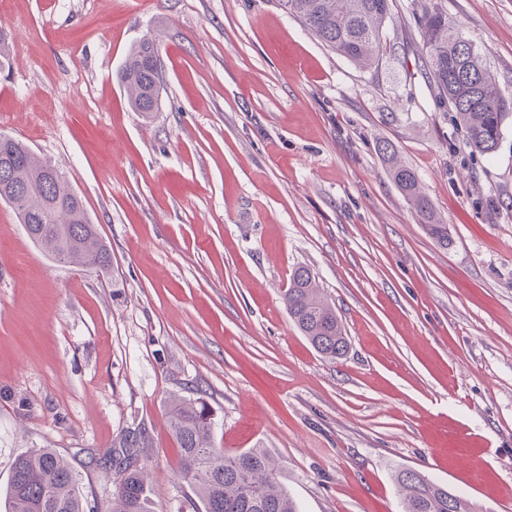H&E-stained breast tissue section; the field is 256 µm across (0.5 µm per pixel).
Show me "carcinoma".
<instances>
[{
    "mask_svg": "<svg viewBox=\"0 0 512 512\" xmlns=\"http://www.w3.org/2000/svg\"><path fill=\"white\" fill-rule=\"evenodd\" d=\"M316 37L346 59L370 68L375 64L391 0H280ZM423 48L441 103L455 111L469 144L478 152L497 149L512 104L499 93L491 70L473 45L453 31L437 8L420 17ZM161 61L156 38L144 36L129 51L120 72L128 101L137 112H154L160 101ZM394 185L420 223L440 243L448 244V225L436 216L414 171L398 161L393 146L380 148ZM49 162L23 142L0 141V200L10 202L28 237L59 263L107 271L112 254L84 201L62 173L47 174ZM288 313L322 355L342 357L348 337L336 311L322 297L315 275L296 268L284 294ZM213 417L202 401L175 402L168 426L181 456V476L198 496L200 512H299L281 480L272 455L250 448L226 455L213 442ZM144 436L125 440V453L112 461L117 488L105 512H151V492L132 448ZM401 512H483L475 500L452 493L421 472L405 468L396 475ZM80 475L53 448H33L14 462L4 497V512H84Z\"/></svg>",
    "mask_w": 512,
    "mask_h": 512,
    "instance_id": "cac0c4a2",
    "label": "carcinoma"
}]
</instances>
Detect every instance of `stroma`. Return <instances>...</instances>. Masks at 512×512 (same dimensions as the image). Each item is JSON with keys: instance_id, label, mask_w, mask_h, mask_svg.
I'll list each match as a JSON object with an SVG mask.
<instances>
[{"instance_id": "obj_1", "label": "stroma", "mask_w": 512, "mask_h": 512, "mask_svg": "<svg viewBox=\"0 0 512 512\" xmlns=\"http://www.w3.org/2000/svg\"><path fill=\"white\" fill-rule=\"evenodd\" d=\"M8 2L0 134L67 177L112 267L57 264L0 203V492L18 456L53 448L104 512V464L143 427L153 512H193L167 419L201 398L216 447L270 452L301 512H398L402 468L512 512V117L475 152L419 26L439 8L512 102V0H392L367 70L279 0ZM147 35L148 115L118 79ZM300 266L345 328L339 359L288 315ZM390 167V176L394 185L406 202L415 211L420 223L424 224L430 234L440 243H448V224H442L437 218L432 205L424 195L419 180L414 171L398 161L395 150L390 143L384 142L381 148Z\"/></svg>"}]
</instances>
